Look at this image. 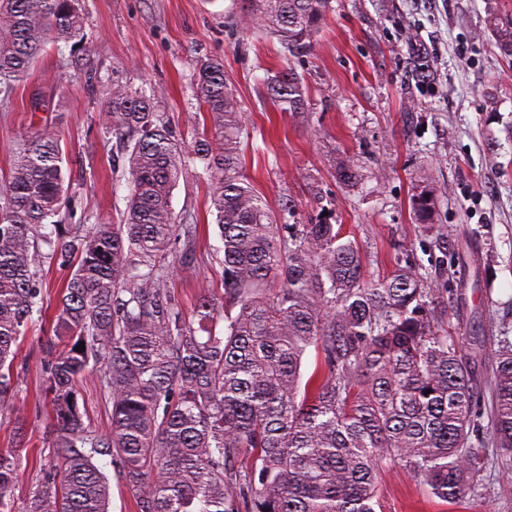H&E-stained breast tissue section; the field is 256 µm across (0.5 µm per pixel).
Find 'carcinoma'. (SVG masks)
<instances>
[{
  "instance_id": "carcinoma-1",
  "label": "carcinoma",
  "mask_w": 512,
  "mask_h": 512,
  "mask_svg": "<svg viewBox=\"0 0 512 512\" xmlns=\"http://www.w3.org/2000/svg\"><path fill=\"white\" fill-rule=\"evenodd\" d=\"M247 2L241 29L258 22L298 51L332 10V0ZM490 31L512 58V14L491 15ZM59 42L90 54L80 0H0L4 101ZM266 90L283 111H304L307 89L292 65ZM193 96L210 127L187 147L143 93L112 85L102 117L123 144L131 186L121 224L42 232L65 194L60 135L49 126L24 139L0 185V407L20 426L14 361L42 312L37 273L72 268L41 340L53 441L21 512H110L104 457L139 512H377L387 463L450 503L512 502V338L486 315L469 339L478 353L494 351L482 371L442 327L460 294L443 298L399 262L368 284L336 225L278 223L240 175L245 126L222 62L200 63ZM198 161L223 242L224 293H203L188 316L165 284L172 245L196 240L197 225L176 223L171 195ZM412 210L434 229L429 185L418 186ZM311 346L320 362L305 378ZM87 375L112 404L104 432L84 421L77 384ZM20 452L0 449V512H16Z\"/></svg>"
}]
</instances>
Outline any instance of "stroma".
<instances>
[{
	"label": "stroma",
	"mask_w": 512,
	"mask_h": 512,
	"mask_svg": "<svg viewBox=\"0 0 512 512\" xmlns=\"http://www.w3.org/2000/svg\"><path fill=\"white\" fill-rule=\"evenodd\" d=\"M90 50L49 46L0 103V181L26 132L58 130L75 202L62 224L120 223L130 192L122 150L99 117L114 83L153 94L175 139L190 141L198 110L192 85L201 60H221L242 105L248 135L242 173L273 211L297 204L309 223L322 193L333 221L358 247L367 281L387 276L400 246L429 268L440 293L462 290L444 326L460 351L484 321L512 324V60L489 32L491 13L512 0H332V11L302 53L275 34L239 26L241 0H81ZM430 68L416 75L414 51ZM291 62L308 91L301 112H284L266 83ZM39 108H32V99ZM358 170L345 184L337 164ZM428 181L436 230L415 224L412 197ZM202 167H191L171 196L177 218L200 227L196 246L167 281L184 310L201 292L224 291L223 253L208 209ZM53 418L50 400H27L24 427L0 410V448L23 441L16 504L39 475ZM378 512H505L493 498L459 506L432 497L399 468L379 474Z\"/></svg>",
	"instance_id": "35a3bbf8"
}]
</instances>
